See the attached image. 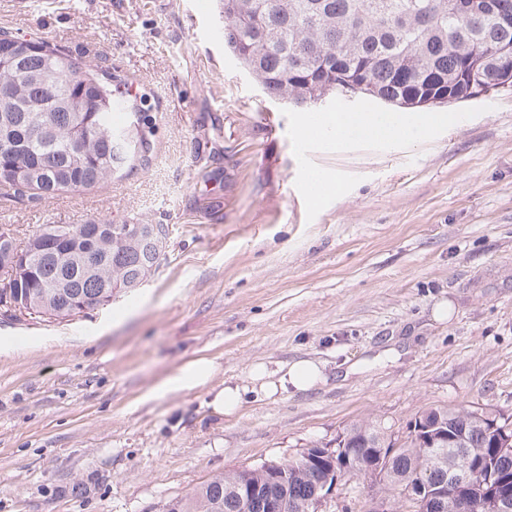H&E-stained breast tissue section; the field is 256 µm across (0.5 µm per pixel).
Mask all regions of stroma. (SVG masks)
<instances>
[{"label":"stroma","instance_id":"obj_1","mask_svg":"<svg viewBox=\"0 0 512 512\" xmlns=\"http://www.w3.org/2000/svg\"><path fill=\"white\" fill-rule=\"evenodd\" d=\"M0 29L111 74L153 127L148 166L38 201L0 190V225L20 242L169 227L155 272L108 305L0 311V512H165L357 420L462 402L512 418V88L449 104L467 120L431 141L339 146L225 49L216 0H0ZM313 169L340 192L312 202ZM197 356L215 388L300 359L327 380L224 416L203 389L147 400Z\"/></svg>","mask_w":512,"mask_h":512}]
</instances>
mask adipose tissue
Listing matches in <instances>:
<instances>
[{"instance_id":"1","label":"adipose tissue","mask_w":512,"mask_h":512,"mask_svg":"<svg viewBox=\"0 0 512 512\" xmlns=\"http://www.w3.org/2000/svg\"><path fill=\"white\" fill-rule=\"evenodd\" d=\"M461 121L456 112H430L423 117L414 112H326L319 131L334 136L340 145L383 141L419 143L430 140L437 132L454 129ZM217 371L215 360L204 356L191 358L162 380L150 396L162 399L205 387ZM325 380L321 366L311 360L294 361L280 374L260 365L252 371L251 387L224 385L211 391L207 405L214 413L229 414L240 408L246 390L269 395L291 389L306 392Z\"/></svg>"}]
</instances>
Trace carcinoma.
Wrapping results in <instances>:
<instances>
[{
	"label": "carcinoma",
	"mask_w": 512,
	"mask_h": 512,
	"mask_svg": "<svg viewBox=\"0 0 512 512\" xmlns=\"http://www.w3.org/2000/svg\"><path fill=\"white\" fill-rule=\"evenodd\" d=\"M224 43L235 53L264 93L297 108L318 103L327 91L344 94V84L365 83L367 97L403 106L435 85L462 99L498 89L500 72L490 50L512 58V0H222ZM38 67H45L60 99L80 97L86 107L57 112L26 79L29 65L18 62L0 69V87L11 88L8 105L24 110L25 121L6 136L10 150H0V186L35 200L65 191L93 188L149 164L152 130L137 99L112 87V76L82 67L68 52L44 40ZM125 109L124 120H113V108ZM43 155L58 157L55 167L36 179L25 172ZM91 227L85 231V227ZM39 226L25 247L16 245L12 230L0 226V252L22 254L27 266L15 279L0 280V303L31 285L39 293L36 312L65 319L75 311L76 295L101 297L129 291L128 285L147 266L157 267L159 255L136 236L135 224L94 221L89 225ZM417 418L446 435L443 447L432 451L420 437L395 436L378 420L348 425L336 458L317 457L318 445L282 470L288 501L295 506L308 499L318 480L326 477L347 455L366 467L355 470L358 484L380 483L376 470L388 459L395 475L390 492L422 475L434 484L448 481L450 468L469 470L473 483L448 487L442 512H457V500L472 496L470 512H486L488 496L512 487V451L495 446L499 429L474 418L472 406L429 407ZM266 467L232 470L216 476L191 494L170 501L166 512H184L193 502L201 512H239L232 490L246 481L265 485Z\"/></svg>",
	"instance_id": "1"
}]
</instances>
